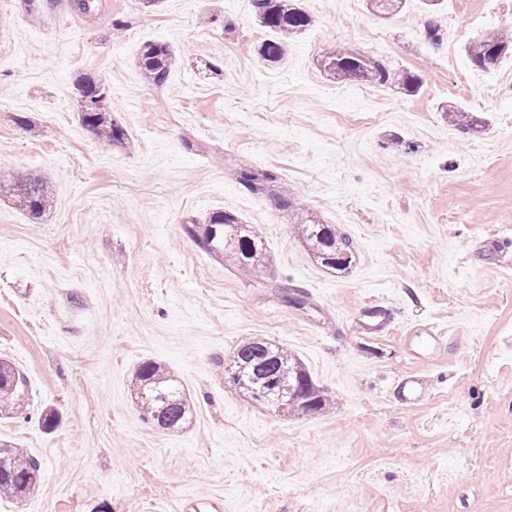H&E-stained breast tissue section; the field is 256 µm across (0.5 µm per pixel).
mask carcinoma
<instances>
[{"label": "carcinoma", "mask_w": 512, "mask_h": 512, "mask_svg": "<svg viewBox=\"0 0 512 512\" xmlns=\"http://www.w3.org/2000/svg\"><path fill=\"white\" fill-rule=\"evenodd\" d=\"M252 15L258 25L274 34L261 42L259 57L269 63H278L288 51V41L308 27L312 19L308 13L293 6L292 0H250ZM406 0H366L368 9L376 13L393 14ZM512 46V39L501 30L485 31L465 46L470 63L481 71H490ZM174 62V52L165 42L145 44L139 59L144 83L161 86L168 78ZM320 68L342 83L392 85L410 84L412 78L397 72L389 63L348 48L327 52ZM79 108V120L103 146L121 144L127 139L126 130L109 111L111 90L100 85L91 76H81L72 84ZM238 181L254 194H268L274 208L292 216L293 201L286 194L273 192L276 175L258 168H242ZM15 199L16 205L33 217L45 213L50 205L48 182L38 172L21 179L0 174V197ZM293 235L313 252L321 266L333 273L347 271L354 257L352 239L334 224H323L313 219L292 225ZM187 236L203 251L224 258L230 265L255 271L264 266L266 254L261 237L250 225L227 212H216L205 223L196 220L182 223ZM281 302L289 307L312 308L308 293L301 287L285 281L275 285ZM224 375L231 386L245 399L276 412H322L332 403L331 396L311 377L302 360L281 345L262 337L243 340L224 366ZM136 405L141 418L161 430L183 429L194 418L195 407L179 380L166 365L155 360L142 362L132 382ZM0 415L24 422L36 421L44 430L57 424L53 410L35 413L30 409L26 377L15 363L0 357ZM42 473L41 462L22 449L0 440V498L5 496L18 502L25 501L36 489L31 476Z\"/></svg>", "instance_id": "cac0c4a2"}]
</instances>
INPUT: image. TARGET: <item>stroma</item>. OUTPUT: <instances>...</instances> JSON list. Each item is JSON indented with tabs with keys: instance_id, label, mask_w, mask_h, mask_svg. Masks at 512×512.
Here are the masks:
<instances>
[{
	"instance_id": "1",
	"label": "stroma",
	"mask_w": 512,
	"mask_h": 512,
	"mask_svg": "<svg viewBox=\"0 0 512 512\" xmlns=\"http://www.w3.org/2000/svg\"><path fill=\"white\" fill-rule=\"evenodd\" d=\"M295 5L312 24L284 64L262 66L267 34L248 0H100L88 17L58 0L37 18L0 0V170L40 172L51 189L37 219L0 200V354L27 376L33 409L61 416L49 433L0 419V439L44 468L39 490L1 497L0 512H184L209 496L224 512H512V91L479 106L458 88L460 73H483L461 53L448 67L418 0L391 18L363 0ZM439 18L463 44L512 25V0H443ZM151 41L176 54L159 87L137 64ZM338 46L411 71L420 90L374 86L362 112L381 99L390 115L360 131V84L319 67ZM114 70L127 140L103 151L70 89ZM450 106L477 131L453 126ZM249 166L277 175L300 218L350 236L348 271L321 267L270 200L239 185ZM222 210L263 237V274L229 269L183 233V219ZM286 278L311 309L277 298ZM373 307L388 318L370 332ZM426 323L456 337L421 362L408 331ZM251 336L297 355L331 406L274 413L225 383L217 360ZM148 359L188 389L189 428L141 419L131 382Z\"/></svg>"
}]
</instances>
